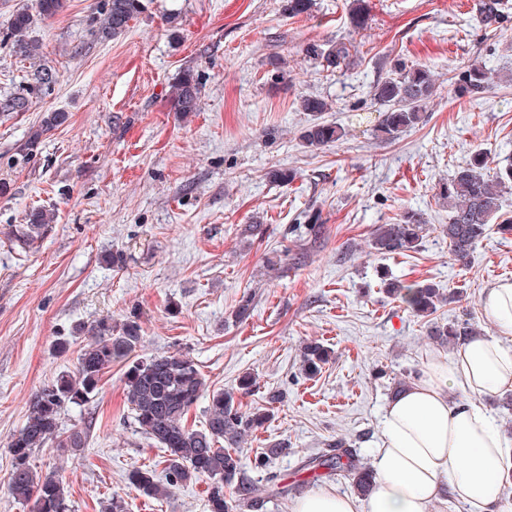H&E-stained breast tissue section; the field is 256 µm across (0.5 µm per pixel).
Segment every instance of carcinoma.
<instances>
[{"instance_id": "obj_1", "label": "carcinoma", "mask_w": 512, "mask_h": 512, "mask_svg": "<svg viewBox=\"0 0 512 512\" xmlns=\"http://www.w3.org/2000/svg\"><path fill=\"white\" fill-rule=\"evenodd\" d=\"M66 0H35V12L15 11L7 28L13 51L22 61L36 58L40 44L31 39L29 31L36 21H46L59 13ZM314 0H286L285 11L291 17L309 15ZM507 8L505 0H476L474 20L486 29H496ZM144 10L142 0H105L99 31L104 36H118L127 32L130 23ZM366 0H354L350 9L353 38L310 43L306 55L328 71H347L355 63L359 43L368 27ZM57 81L56 72L38 66L29 73V90L38 94L51 89ZM504 81V77L473 61L467 65L459 80L460 93L478 96ZM435 79L430 69L410 67L399 59L390 62L389 69L371 87V100L383 107L382 119L375 128L376 136L392 143L403 133L425 121L427 102L435 92ZM201 84L198 76L186 70L172 86V103L176 112L187 116L200 111ZM300 108L312 113L314 119L302 132L303 146L310 152L329 147L345 136L344 128L322 118L331 110L329 103L313 95L298 99ZM28 99L6 95L0 98V113L10 115L27 108ZM69 114L54 110L44 114L37 128L29 131L26 141L19 146L18 155L27 159L33 155L41 137L64 125ZM512 185V158L494 161L481 151L457 167L448 180L439 187L440 198L448 205V223L440 226V233L448 240V253L464 261L474 248L485 240L492 229L501 234L512 233V217L501 213L502 193ZM309 223L297 224L290 233L302 240L317 234L321 225L318 217H308ZM51 220L43 209L28 215V222L17 224L8 237L27 251L41 242ZM428 231V222L416 212H408L396 223L381 224L373 233L371 248L383 257L406 255L419 250ZM388 292L398 298L417 316L427 317L438 306L459 296L457 291L445 292L437 285L419 283H392ZM476 333L467 321L452 323L433 332V338L442 344H458ZM77 337L86 339L72 371L60 373L53 381L42 385L30 400L28 414L22 428L13 434L7 448L11 456L8 489L20 505L30 512H71L65 483L58 472L38 473L31 463L35 452L48 444L76 453L86 447L88 428L73 426L61 431V414L71 406H86L99 392L106 370L115 362H127L124 373L126 403L136 432L164 449L162 473L154 467L137 466L128 470L127 483L150 497H165L170 488L193 480H210L207 495L209 512H232L233 509L253 507V489L242 478L241 443L253 430L261 427L268 414L263 410L250 413L241 410L233 393L214 391L207 394V382L192 358L181 353L153 355L130 359L141 346V326L131 317L119 329L112 327V319L102 318L89 325L76 326ZM330 350L317 341L301 348L303 370L309 376L320 372L328 362ZM209 396L201 428L186 426V416L204 396ZM284 443H274L262 449L256 458L258 467L266 471L263 492L276 501L288 498L295 486L283 483L271 471L274 460L286 454ZM302 483L315 484L324 477L343 473L352 487L362 496L373 490V472L363 461L357 449L343 439L328 445L301 462ZM237 483V499L228 502L224 486Z\"/></svg>"}]
</instances>
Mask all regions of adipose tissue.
Listing matches in <instances>:
<instances>
[{"label":"adipose tissue","instance_id":"adipose-tissue-1","mask_svg":"<svg viewBox=\"0 0 512 512\" xmlns=\"http://www.w3.org/2000/svg\"><path fill=\"white\" fill-rule=\"evenodd\" d=\"M484 305L496 335L431 354L420 377L388 403L374 493L362 499L319 488L296 498L291 512H432L449 499L469 512H508L512 446L479 399L512 391V281L488 288Z\"/></svg>","mask_w":512,"mask_h":512}]
</instances>
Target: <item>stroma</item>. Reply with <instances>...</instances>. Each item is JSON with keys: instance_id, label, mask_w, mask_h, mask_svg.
I'll use <instances>...</instances> for the list:
<instances>
[{"instance_id": "obj_1", "label": "stroma", "mask_w": 512, "mask_h": 512, "mask_svg": "<svg viewBox=\"0 0 512 512\" xmlns=\"http://www.w3.org/2000/svg\"><path fill=\"white\" fill-rule=\"evenodd\" d=\"M366 2L365 43L343 74L314 65L305 48L349 39L351 0H316L294 18L285 0H144L113 40L95 34L104 0H67L36 26L41 62L58 80L26 111L0 117V512H29L8 492L7 443L31 394L75 368L79 345L61 355L54 344L79 323L137 317L138 356L188 355L210 389L234 392L242 410L268 409L243 445V471L256 484L255 458L274 442L288 452L273 469L295 485L302 460L339 438L372 462L393 389L440 349L434 324L467 319L494 335L482 295L512 280V234L491 232L454 260L438 232L448 221L438 192L473 151L512 155V82L469 98L448 80L474 60L512 71V9L497 30L475 25L464 36L455 25L476 0ZM397 56L429 68L436 92L425 123L388 144L374 135L382 109L369 91ZM187 69L199 76L201 109L183 117L169 94ZM301 93L332 102L327 117L346 137L306 151ZM53 110L68 122L18 161L17 145ZM278 168L296 179L271 184L267 173ZM34 209L53 220L39 247L22 253L6 234ZM411 210L430 226L418 252L377 255L373 231ZM315 213L319 238L294 246L289 228ZM256 223L262 238L244 239V225ZM394 280L431 281L462 297L422 318L386 293ZM246 296L254 309L239 322L233 312ZM311 340L331 351L313 377L300 362ZM124 371L113 365L88 405L61 416L66 429L92 420L87 447L74 455L47 445L36 470H59L72 512H104L114 497L124 512H206L204 479L163 498L129 487L127 471L164 452L134 430ZM246 374L256 380L247 393ZM272 390L282 393L274 403Z\"/></svg>"}]
</instances>
